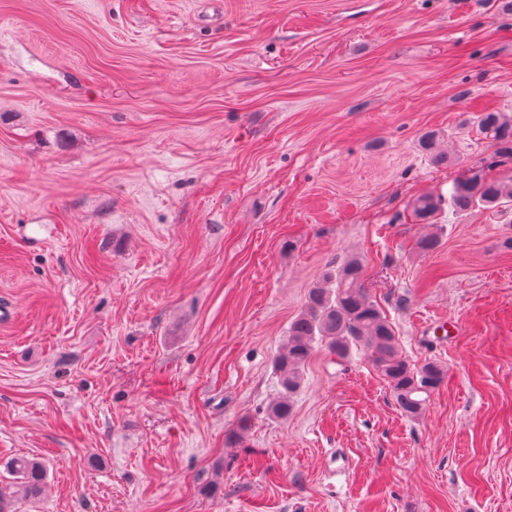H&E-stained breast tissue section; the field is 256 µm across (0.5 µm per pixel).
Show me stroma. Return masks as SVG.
Listing matches in <instances>:
<instances>
[{"label":"stroma","mask_w":512,"mask_h":512,"mask_svg":"<svg viewBox=\"0 0 512 512\" xmlns=\"http://www.w3.org/2000/svg\"><path fill=\"white\" fill-rule=\"evenodd\" d=\"M483 112L512 0H0V482L47 470L20 512H512V207L408 209L512 172ZM350 255L445 380L410 417L320 344L273 418ZM441 198L434 196H421L413 202V215L420 224L432 222L435 215L441 210Z\"/></svg>","instance_id":"obj_1"}]
</instances>
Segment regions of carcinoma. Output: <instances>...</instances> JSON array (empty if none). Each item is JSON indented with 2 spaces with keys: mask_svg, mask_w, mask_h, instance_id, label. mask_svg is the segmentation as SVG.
Segmentation results:
<instances>
[{
  "mask_svg": "<svg viewBox=\"0 0 512 512\" xmlns=\"http://www.w3.org/2000/svg\"><path fill=\"white\" fill-rule=\"evenodd\" d=\"M477 127L496 156L512 159V115L483 112ZM438 140L439 134L428 131L421 136L420 146L443 162L448 156L436 152ZM449 203L458 211L512 206V176L496 179L475 175L458 181ZM441 206V198L421 196L413 202V215L428 224ZM319 339L339 358L347 356L353 346L370 353L398 407L410 416L422 412L430 394L445 378L444 368L436 362L414 367L402 358L391 324L368 292L364 261L353 256L322 274L321 282L309 292L305 310L290 323L287 343L274 363L281 396L270 408L273 417L288 418L290 398L302 384L303 371ZM8 468L16 482L13 486L0 485V512H15L14 501L19 496L38 499L45 480V468L35 458L15 457Z\"/></svg>",
  "mask_w": 512,
  "mask_h": 512,
  "instance_id": "obj_1",
  "label": "carcinoma"
}]
</instances>
